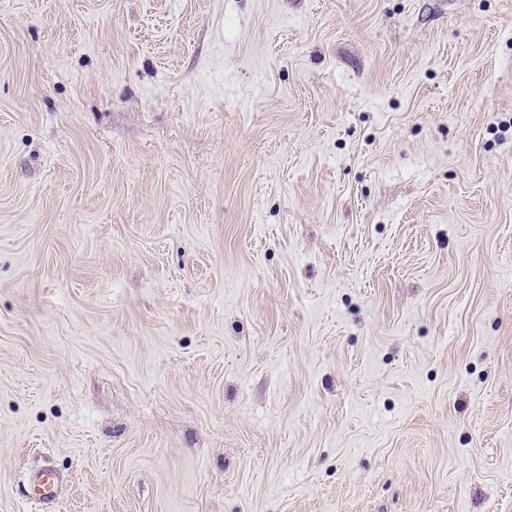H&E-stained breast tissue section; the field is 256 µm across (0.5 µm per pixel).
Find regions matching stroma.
I'll return each instance as SVG.
<instances>
[{
  "label": "stroma",
  "mask_w": 512,
  "mask_h": 512,
  "mask_svg": "<svg viewBox=\"0 0 512 512\" xmlns=\"http://www.w3.org/2000/svg\"><path fill=\"white\" fill-rule=\"evenodd\" d=\"M0 512H512V0H0Z\"/></svg>",
  "instance_id": "stroma-1"
}]
</instances>
